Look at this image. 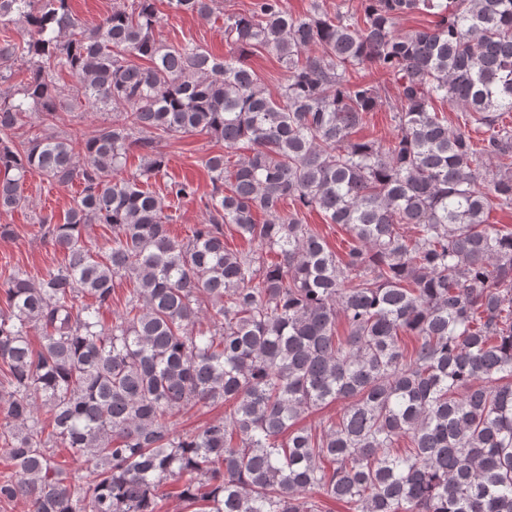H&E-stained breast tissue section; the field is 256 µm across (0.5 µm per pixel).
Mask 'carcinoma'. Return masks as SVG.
<instances>
[{
  "label": "carcinoma",
  "mask_w": 512,
  "mask_h": 512,
  "mask_svg": "<svg viewBox=\"0 0 512 512\" xmlns=\"http://www.w3.org/2000/svg\"><path fill=\"white\" fill-rule=\"evenodd\" d=\"M154 2L87 25L68 0H0L1 26H27L0 39V211L25 202L33 170L82 185L64 223L46 225L62 264L0 290V448L14 466L0 502L160 512L173 477L186 512H321L315 495L354 512H512V229L487 223L512 208V0H360L333 14L311 0L299 16L254 0L224 17L222 58L161 42ZM169 4L207 17L219 0ZM421 13L435 26L396 28ZM259 49L284 68L275 93L247 63ZM64 73L112 123L80 145L18 148L16 129L54 117ZM435 100L462 108L463 126ZM383 103L395 136L353 138ZM195 132L251 153L203 160L204 218L179 241L165 199L196 188L170 181L163 198L140 178L166 167L156 140ZM133 147L143 169L125 178ZM313 210L349 233L343 255L302 222ZM89 224L109 228L105 250L87 245ZM227 224L248 251L227 248ZM117 279L133 288L107 328ZM338 401L337 420L298 426ZM227 402L197 431L171 425ZM59 447L92 463V481L54 462Z\"/></svg>",
  "instance_id": "carcinoma-1"
}]
</instances>
